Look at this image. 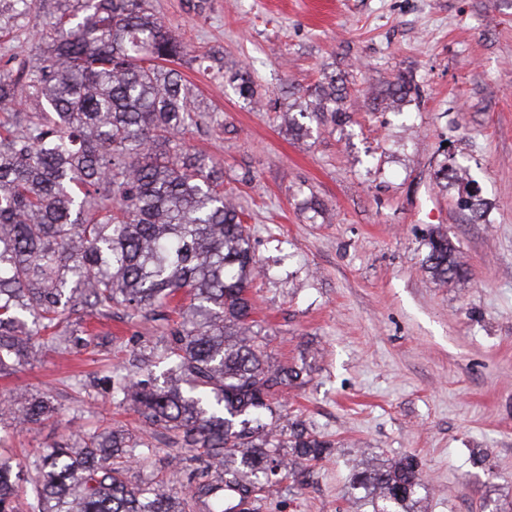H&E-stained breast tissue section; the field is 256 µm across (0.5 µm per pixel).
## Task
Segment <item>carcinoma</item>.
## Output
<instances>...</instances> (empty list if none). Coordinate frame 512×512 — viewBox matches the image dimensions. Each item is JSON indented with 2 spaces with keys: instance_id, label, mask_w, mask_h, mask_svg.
I'll use <instances>...</instances> for the list:
<instances>
[{
  "instance_id": "1",
  "label": "carcinoma",
  "mask_w": 512,
  "mask_h": 512,
  "mask_svg": "<svg viewBox=\"0 0 512 512\" xmlns=\"http://www.w3.org/2000/svg\"><path fill=\"white\" fill-rule=\"evenodd\" d=\"M38 0H0V37H15ZM43 62L0 65V375L27 362V338L60 326L78 306L166 322L160 360L186 388L159 386L138 360L112 374V400L131 405L151 436L211 462L181 491L132 485L125 465L152 451L117 435L71 434L36 464L38 512H258L281 482H303L331 442L286 418L277 391L304 368L270 365L253 331L249 285L260 268L240 210L204 157L177 134L193 120L181 77L160 62L183 55L146 0H57ZM409 92L399 78L386 98ZM36 103L17 108V99ZM306 115L348 107L336 83L308 92ZM425 264L447 282L464 273L448 237L433 234ZM190 297L182 320L167 308ZM0 401V418L36 424L55 411L29 397ZM19 474L0 463V512H15ZM377 512H400L424 485L411 456L361 471Z\"/></svg>"
}]
</instances>
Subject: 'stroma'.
<instances>
[{"mask_svg":"<svg viewBox=\"0 0 512 512\" xmlns=\"http://www.w3.org/2000/svg\"><path fill=\"white\" fill-rule=\"evenodd\" d=\"M187 48L173 64L201 116L186 148L224 173L261 266L250 295L269 363L308 375L284 411L333 444L303 486L261 512H373L355 488L360 460L413 456L426 486L414 512H512V0H148ZM247 75L258 103L230 83ZM336 77L345 122L300 116L307 89ZM412 85L401 111L371 89ZM448 166L462 178L440 185ZM476 192L482 215L458 199ZM448 235L465 277L425 270L428 238ZM69 341L35 336L28 362L0 375V398L45 395L54 416L0 422V460L21 473L17 512H33L31 461L68 433L139 437L138 413L104 381L130 353L157 356L154 322L124 307L77 309ZM154 452L132 465L181 483L192 458Z\"/></svg>","mask_w":512,"mask_h":512,"instance_id":"stroma-1","label":"stroma"}]
</instances>
